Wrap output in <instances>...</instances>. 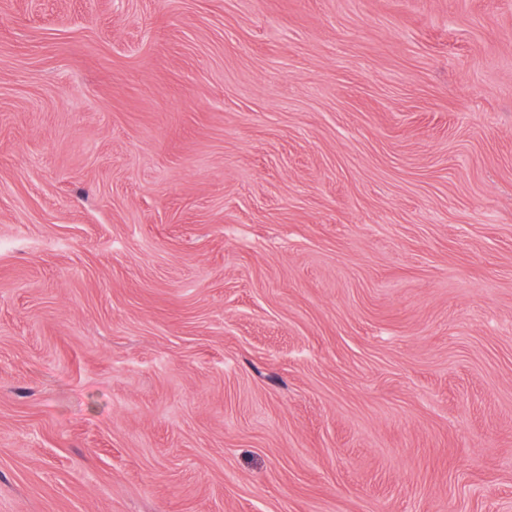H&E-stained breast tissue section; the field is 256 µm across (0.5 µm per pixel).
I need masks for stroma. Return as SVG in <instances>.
<instances>
[{"label": "stroma", "mask_w": 512, "mask_h": 512, "mask_svg": "<svg viewBox=\"0 0 512 512\" xmlns=\"http://www.w3.org/2000/svg\"><path fill=\"white\" fill-rule=\"evenodd\" d=\"M0 512H512V0H0Z\"/></svg>", "instance_id": "obj_1"}]
</instances>
